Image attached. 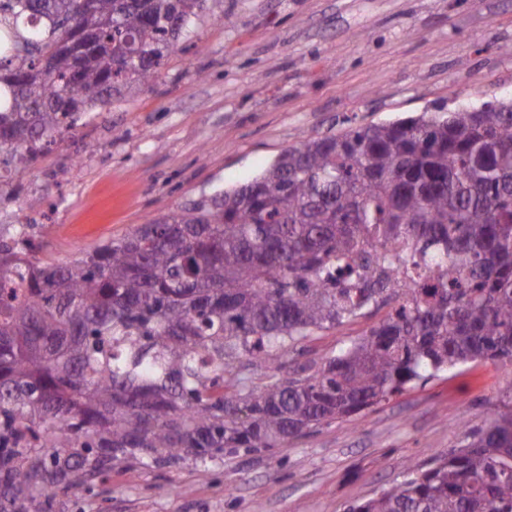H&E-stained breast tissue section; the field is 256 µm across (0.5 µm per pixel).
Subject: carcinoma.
I'll return each mask as SVG.
<instances>
[{
	"mask_svg": "<svg viewBox=\"0 0 512 512\" xmlns=\"http://www.w3.org/2000/svg\"><path fill=\"white\" fill-rule=\"evenodd\" d=\"M203 4L0 0V153L21 163L153 79ZM19 244L0 247V512H50L88 475L282 448L459 364L512 362V100L305 138L215 206L69 263H21ZM371 308L350 348L299 361ZM464 429L347 512H512V399Z\"/></svg>",
	"mask_w": 512,
	"mask_h": 512,
	"instance_id": "cac0c4a2",
	"label": "carcinoma"
}]
</instances>
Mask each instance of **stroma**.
<instances>
[{"instance_id": "stroma-1", "label": "stroma", "mask_w": 512, "mask_h": 512, "mask_svg": "<svg viewBox=\"0 0 512 512\" xmlns=\"http://www.w3.org/2000/svg\"><path fill=\"white\" fill-rule=\"evenodd\" d=\"M481 97L512 98V0H205L152 82L0 167V238L27 225L37 259L69 262L252 181L304 137ZM384 316L317 334L311 357ZM507 391L512 363L471 362L282 448L84 479L53 512H346L462 446Z\"/></svg>"}]
</instances>
